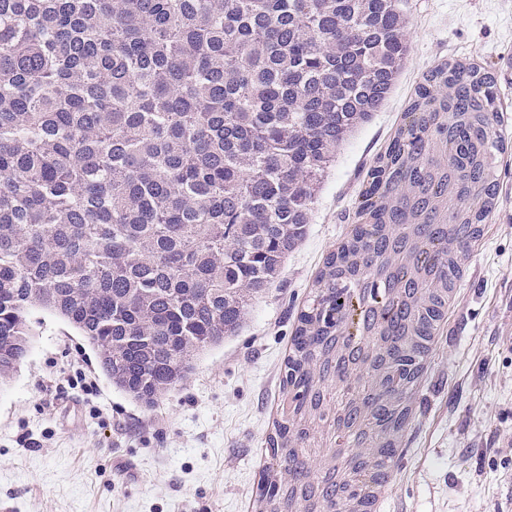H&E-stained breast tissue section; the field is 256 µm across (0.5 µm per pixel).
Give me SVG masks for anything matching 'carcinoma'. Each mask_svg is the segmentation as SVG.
Listing matches in <instances>:
<instances>
[{
  "label": "carcinoma",
  "mask_w": 512,
  "mask_h": 512,
  "mask_svg": "<svg viewBox=\"0 0 512 512\" xmlns=\"http://www.w3.org/2000/svg\"><path fill=\"white\" fill-rule=\"evenodd\" d=\"M406 0H0V383L27 357L32 309L85 336L103 373L153 405L232 336L306 236L336 148L387 100L410 50ZM454 84L486 109L495 79ZM362 193L299 315L329 322L348 255L376 228ZM285 362L282 389L308 373ZM268 439L283 466L288 419Z\"/></svg>",
  "instance_id": "cac0c4a2"
}]
</instances>
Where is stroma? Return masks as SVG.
Here are the masks:
<instances>
[{"mask_svg":"<svg viewBox=\"0 0 512 512\" xmlns=\"http://www.w3.org/2000/svg\"><path fill=\"white\" fill-rule=\"evenodd\" d=\"M410 53L388 100L336 150L305 239L236 335L149 406L115 387L63 320L34 312L29 355L0 385V512H245L274 435L297 318L415 87L440 60L489 65L510 112L512 0H407ZM80 364L92 391L56 389ZM406 430L385 512H502L512 499V194L499 198ZM36 447L21 443V436Z\"/></svg>","mask_w":512,"mask_h":512,"instance_id":"obj_1","label":"stroma"}]
</instances>
